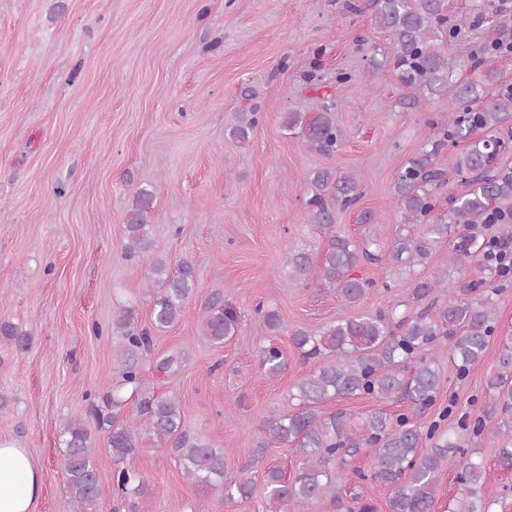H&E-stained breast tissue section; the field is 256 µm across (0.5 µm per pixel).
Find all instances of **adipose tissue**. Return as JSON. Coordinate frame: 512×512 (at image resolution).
<instances>
[{"label":"adipose tissue","mask_w":512,"mask_h":512,"mask_svg":"<svg viewBox=\"0 0 512 512\" xmlns=\"http://www.w3.org/2000/svg\"><path fill=\"white\" fill-rule=\"evenodd\" d=\"M43 475L26 449L0 442V512H33Z\"/></svg>","instance_id":"obj_1"}]
</instances>
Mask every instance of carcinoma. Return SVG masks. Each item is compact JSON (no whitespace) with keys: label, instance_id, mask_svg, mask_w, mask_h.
<instances>
[{"label":"carcinoma","instance_id":"obj_1","mask_svg":"<svg viewBox=\"0 0 512 512\" xmlns=\"http://www.w3.org/2000/svg\"><path fill=\"white\" fill-rule=\"evenodd\" d=\"M347 8L370 13L374 24L389 36L381 56L370 57L374 70L394 72L403 90L407 108H418L429 97L448 100V119L431 124L432 133L418 156L399 172L393 186L395 205L405 219L393 237L382 241L367 236L355 241L332 236L321 256L324 283L338 291L349 304L361 300L371 283L353 276L362 263H388L413 272L427 263L430 247L448 235V225L462 226L448 251V266L458 278L466 268L484 264L486 277L458 290L448 287V270L415 281L412 300L428 301V307L412 311L407 300H396L374 313L366 312L334 321L318 331L295 329L291 341L302 357L317 368L293 385V413L271 409L263 420L270 441L292 444L298 458L293 477L278 468L265 471L261 491L265 512H314L316 505L330 501L341 512H377L369 501L356 495L345 503L341 493L348 483L347 457L360 449L373 450L370 475L356 472L363 480L391 488L387 512H436L440 475L449 469L461 485L458 496L444 512H493L492 502L481 495L485 461L479 449L469 448L461 435L432 422L426 429L410 423L409 414L392 416L377 407L356 418L344 410L321 411L339 397L362 396L375 401L402 398L410 401V414L425 412L435 404L443 388L442 374L425 354L440 337L448 338V353L459 376L479 367L495 331V284L504 280L496 267L485 263L488 224H512V166L497 162L501 150L512 143V86L496 87L500 78L493 69L480 70V62L445 54L437 44L439 29L448 30V40L468 37L473 24L467 16L448 18L444 0H354ZM472 69L471 78L460 73ZM336 100L328 97L313 112H287L283 127L300 129L307 145L324 155L336 153L343 131L336 125ZM258 124L255 108L237 113L229 128L232 139L249 141ZM465 144L453 162L463 191L448 196V210H437V195L447 184L446 171L435 159L448 144ZM308 220L312 224L334 223L333 208L354 205L360 198L357 179L350 173L321 168L303 178ZM153 194L135 190L126 210L125 257L135 258L153 246V228L148 214ZM290 275L307 280L312 260L305 249L289 246ZM151 319L135 320L134 310L122 307L112 319V334L122 344L119 371L105 394L88 392L90 414L108 427L107 461L112 465L115 488L122 507L135 512V500L144 493V475L126 466L128 459L146 448L147 441L168 444L183 464L186 480L203 484L222 494L228 504L249 502L257 483L244 478L229 480L225 474L224 450L212 447L183 431L180 402L155 395L140 364L151 351L153 336L173 326L184 304L197 287L194 266L187 260L169 268L163 259L152 269ZM273 336L287 329L279 311L262 302L254 306ZM204 333L217 344L236 334L239 315L224 305V296L211 294L201 311ZM0 336L18 348L27 334L8 322L0 323ZM264 373L274 379L285 369L281 350L269 345L261 351ZM487 395L476 414H463L459 428L480 438L489 432L498 445L497 466L512 472V351L502 354L496 371L486 381ZM134 401L136 411L116 424L112 414H103L98 402L121 408ZM432 447L422 448V438ZM67 485L75 512H98V469L103 461L94 457L89 435L78 420H69L62 433Z\"/></svg>","mask_w":512,"mask_h":512}]
</instances>
